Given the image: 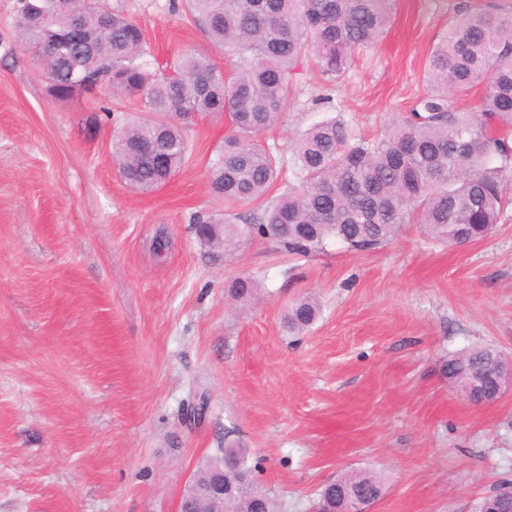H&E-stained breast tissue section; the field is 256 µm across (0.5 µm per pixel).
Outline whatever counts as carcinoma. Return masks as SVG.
Here are the masks:
<instances>
[{
  "instance_id": "cac0c4a2",
  "label": "carcinoma",
  "mask_w": 512,
  "mask_h": 512,
  "mask_svg": "<svg viewBox=\"0 0 512 512\" xmlns=\"http://www.w3.org/2000/svg\"><path fill=\"white\" fill-rule=\"evenodd\" d=\"M213 44L224 48L237 72L227 80L211 60L186 53L160 75L151 69L141 26L109 0H17L16 26L43 59L55 101L97 91L138 100L139 115L114 131L113 157L125 182L148 193L167 181L189 157L184 124L202 114H229L233 133L211 164L212 192L230 204L266 195L280 171L279 159L254 137L276 125L288 108L290 75L302 54L313 56L330 82L345 78L356 52L378 42L390 20V0H187ZM79 18L86 41L59 45ZM430 92L420 106L377 140L357 136L333 118L314 125L293 151L294 183L268 205L256 224L208 218L224 248L255 236L277 239L288 253L305 257L334 240L363 252L386 242L415 218L435 239L458 243L461 232L487 236L508 205L503 174L512 171V146L495 135L512 127V6L489 0L466 10L432 52ZM486 84L480 109L454 112L449 96ZM155 143L161 161H147L141 143ZM255 278L229 285L232 297L251 300ZM319 315L305 298L288 313L303 328ZM488 348L448 359V379L462 392ZM383 485L367 472H350L320 495L345 509L361 492L377 500ZM273 502L254 481L224 500V512H265Z\"/></svg>"
}]
</instances>
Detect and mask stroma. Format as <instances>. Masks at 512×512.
Returning a JSON list of instances; mask_svg holds the SVG:
<instances>
[{
	"label": "stroma",
	"instance_id": "obj_1",
	"mask_svg": "<svg viewBox=\"0 0 512 512\" xmlns=\"http://www.w3.org/2000/svg\"><path fill=\"white\" fill-rule=\"evenodd\" d=\"M142 26L157 64L191 51L232 66L170 0H110ZM483 0H395L387 31L326 83L311 55L281 121L257 139L284 167L265 199L225 208L208 188L228 115L198 116L191 158L143 194L112 160L133 104L59 102L0 0V512H176L220 448L249 452L277 512H313L347 471L377 474L368 512H479L512 480V389L473 405L445 361L492 347L512 360V209L481 241L403 225L379 248L308 257L256 237L226 252L195 220L258 221L293 184L295 142L342 116L383 135L427 91L431 51ZM168 244L156 250L158 234ZM260 283L254 301L228 294ZM320 306L289 330L297 300ZM206 399L203 420L189 403Z\"/></svg>",
	"mask_w": 512,
	"mask_h": 512
}]
</instances>
